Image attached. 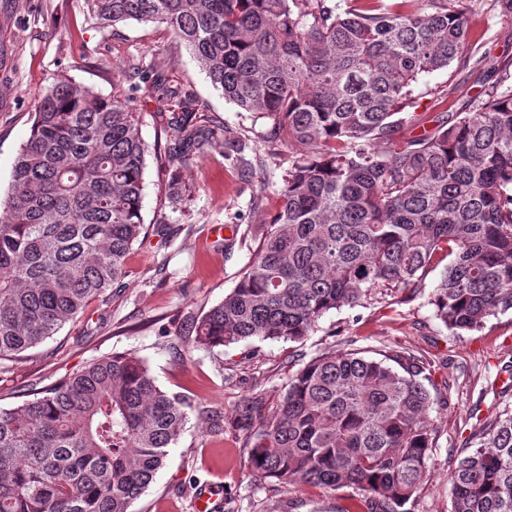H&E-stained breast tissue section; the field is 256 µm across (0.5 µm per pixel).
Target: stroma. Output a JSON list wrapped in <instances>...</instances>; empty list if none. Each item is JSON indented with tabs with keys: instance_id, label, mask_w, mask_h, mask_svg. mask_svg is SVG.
Masks as SVG:
<instances>
[{
	"instance_id": "35a3bbf8",
	"label": "stroma",
	"mask_w": 512,
	"mask_h": 512,
	"mask_svg": "<svg viewBox=\"0 0 512 512\" xmlns=\"http://www.w3.org/2000/svg\"><path fill=\"white\" fill-rule=\"evenodd\" d=\"M466 7L471 36L492 65L478 70L462 56L447 69L422 75L414 102L399 115L405 136L434 130L452 115L443 96L462 107L495 82L497 72L512 74V16L492 10L490 0H467ZM134 63L143 75L131 79L126 70ZM156 74L194 100L225 137L247 142L242 159L214 151L184 166H160L154 147L168 107L140 91L143 77ZM58 75L101 96L119 91L130 97L148 148L142 216L149 231L134 244L125 277L103 297L24 362L0 363V407L21 402L36 382L131 351L158 386L191 401L182 437L132 512H198L199 493L214 486L220 493L211 512H344L358 490L284 488L261 478L250 466L242 433L228 428L212 435L198 411L212 407L232 415L256 391L276 400L297 368L328 350L357 349L369 357L405 350L431 364L436 430L429 471L407 509L450 512L449 475L467 438L497 412L512 410V313L489 318L478 332L446 329L429 303L445 266L437 260L421 288L398 299L375 294L329 311L297 342L252 338L213 349L181 343L188 318L223 301L249 266L298 148L284 141L271 119L227 102L164 25L129 21L103 30L84 0H0L1 198L11 189L15 159L30 135L37 94ZM175 178L182 186L177 199L170 190Z\"/></svg>"
}]
</instances>
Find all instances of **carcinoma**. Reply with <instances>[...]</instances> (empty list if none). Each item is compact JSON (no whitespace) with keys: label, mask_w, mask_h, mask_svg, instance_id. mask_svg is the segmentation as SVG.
<instances>
[{"label":"carcinoma","mask_w":512,"mask_h":512,"mask_svg":"<svg viewBox=\"0 0 512 512\" xmlns=\"http://www.w3.org/2000/svg\"><path fill=\"white\" fill-rule=\"evenodd\" d=\"M104 28L166 25L224 98L262 114L301 148L254 261L184 341H299L328 311L374 291L419 287L448 257L430 304L462 334L512 312V85L500 80L435 130L400 144L392 117L424 74L467 52L463 0H86ZM175 103L169 164L224 140L161 76ZM146 146L129 98L65 76L38 94L12 189L0 202V361L55 335L125 273L146 234ZM429 366L401 351L324 352L275 405L244 398L233 425L253 471L282 486L362 490L358 512H403L435 445ZM187 397L155 382L133 352L100 357L0 408V512H131L188 420ZM209 432L224 413L202 410ZM451 512H512V412L472 437L450 476Z\"/></svg>","instance_id":"cac0c4a2"}]
</instances>
